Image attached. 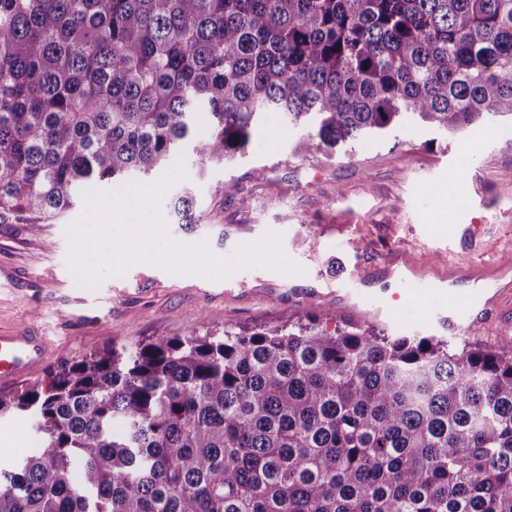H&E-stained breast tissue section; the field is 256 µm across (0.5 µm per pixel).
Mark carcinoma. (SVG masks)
I'll return each mask as SVG.
<instances>
[{"mask_svg": "<svg viewBox=\"0 0 512 512\" xmlns=\"http://www.w3.org/2000/svg\"><path fill=\"white\" fill-rule=\"evenodd\" d=\"M512 117V0H0V221L245 155ZM175 223L196 201L171 199ZM0 512H512V344L209 328L0 391ZM0 448H6L13 457H25L37 448L26 416L14 415L0 421Z\"/></svg>", "mask_w": 512, "mask_h": 512, "instance_id": "cac0c4a2", "label": "carcinoma"}]
</instances>
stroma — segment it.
<instances>
[{"mask_svg":"<svg viewBox=\"0 0 512 512\" xmlns=\"http://www.w3.org/2000/svg\"><path fill=\"white\" fill-rule=\"evenodd\" d=\"M495 128L488 122L445 137L409 124L329 161L318 152L294 156L298 130L271 112L236 162L201 167L186 156L188 179L179 188L194 195L201 218L188 228L167 223L170 238L204 241L227 257L273 232L300 268L292 275L253 266L211 281L136 263L91 290L66 266L64 229L83 203L36 233L21 220L2 222L0 331L42 337L47 371L114 344L197 336L206 321L237 332L315 318L393 338L500 345L512 320V290L480 322L451 331L410 289L390 301L395 286L387 274L393 262L410 278L442 285L449 266L464 270L512 253V135H495ZM217 182L224 192L216 196ZM460 195L466 208L456 205ZM81 309L101 312L103 325L88 329L74 317ZM36 446L26 416L0 420V448L24 457Z\"/></svg>","mask_w":512,"mask_h":512,"instance_id":"obj_1","label":"stroma"}]
</instances>
